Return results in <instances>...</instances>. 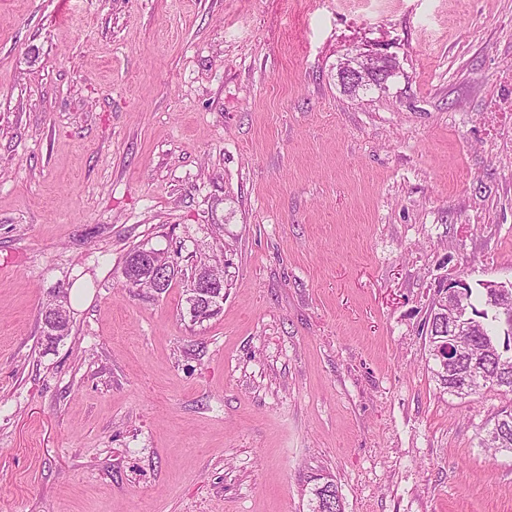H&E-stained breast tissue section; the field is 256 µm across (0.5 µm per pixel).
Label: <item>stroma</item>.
<instances>
[{"label": "stroma", "mask_w": 512, "mask_h": 512, "mask_svg": "<svg viewBox=\"0 0 512 512\" xmlns=\"http://www.w3.org/2000/svg\"><path fill=\"white\" fill-rule=\"evenodd\" d=\"M509 68L512 0H0V512H512L506 398L421 333L439 280L512 281ZM396 58L382 52L376 53H356L346 55L343 62L340 63L337 77L339 82L348 87L351 92L358 90L351 88H362L363 93H367L376 89L378 85H369L380 82V90L385 89L388 78L384 77L385 68L391 69L395 72L398 68ZM345 87V88H346ZM133 263L139 268V276L128 277L124 272V284L128 287L137 286L141 283L156 284L163 282L168 276L175 275V268L170 257L164 252L155 249H143L135 256ZM223 286L224 284L214 275L213 265H206L195 270L188 287L191 309L193 307L198 310L201 308L216 309L219 300L224 301L223 292L221 294ZM500 419H507L503 422L499 428L498 433L495 436L490 434L492 429H487L485 438L482 439V443L488 447L493 448L497 452L507 451L512 454V408L501 409L495 420L493 426L498 423ZM311 512H344L342 497L338 487L326 481L312 490Z\"/></svg>", "instance_id": "35a3bbf8"}]
</instances>
